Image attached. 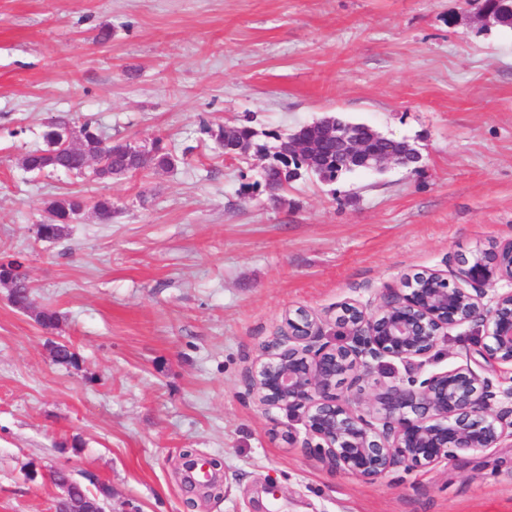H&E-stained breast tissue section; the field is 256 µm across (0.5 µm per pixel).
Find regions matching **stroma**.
<instances>
[{
    "mask_svg": "<svg viewBox=\"0 0 512 512\" xmlns=\"http://www.w3.org/2000/svg\"><path fill=\"white\" fill-rule=\"evenodd\" d=\"M327 115L408 141L412 169L254 190L264 158H228L201 124L259 143ZM161 142L171 170L101 182L35 174L44 123ZM67 193L112 202L65 235L33 232ZM512 240V29L466 0H0V252L34 305L0 288V512H56L57 468L109 487V512H512V450L363 482L289 443L245 376L287 312L323 315L458 255ZM56 311L57 330L36 320ZM76 347L57 364L52 343ZM470 362L502 388L471 327L428 364ZM220 464L219 495L183 480Z\"/></svg>",
    "mask_w": 512,
    "mask_h": 512,
    "instance_id": "35a3bbf8",
    "label": "stroma"
}]
</instances>
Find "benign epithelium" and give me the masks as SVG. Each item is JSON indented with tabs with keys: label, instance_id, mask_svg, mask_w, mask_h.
Masks as SVG:
<instances>
[{
	"label": "benign epithelium",
	"instance_id": "7a95c632",
	"mask_svg": "<svg viewBox=\"0 0 512 512\" xmlns=\"http://www.w3.org/2000/svg\"><path fill=\"white\" fill-rule=\"evenodd\" d=\"M339 139L350 159L368 170L419 161L417 154H373L346 129ZM81 142L80 131L70 128L59 149L76 154ZM81 164L101 177L107 159L84 153ZM503 280L512 283V241L461 255L450 279L434 270L404 277L401 287L383 291L374 311L341 304L333 324L348 336L343 344L325 340L328 322L303 308L290 311L287 330L265 348L249 384L265 409L301 415V447L363 481L501 448L512 441V388L496 389L468 364L435 372L419 387L416 381L439 339L463 326L482 328L483 357L512 370V290H493ZM385 359L404 366L407 383L378 382L368 406H354L360 382Z\"/></svg>",
	"mask_w": 512,
	"mask_h": 512
}]
</instances>
